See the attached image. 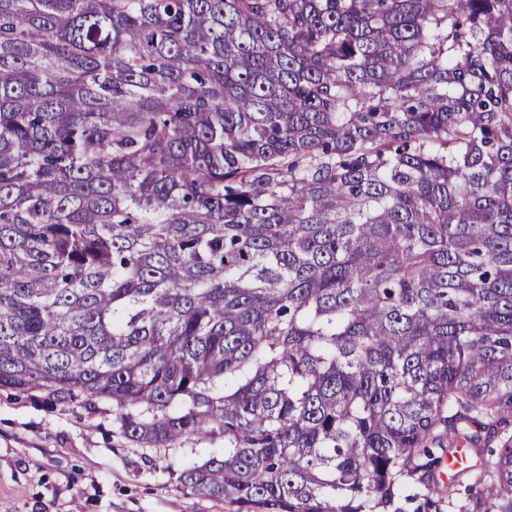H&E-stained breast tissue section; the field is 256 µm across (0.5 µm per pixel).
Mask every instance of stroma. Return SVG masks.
Masks as SVG:
<instances>
[{
	"instance_id": "obj_1",
	"label": "stroma",
	"mask_w": 512,
	"mask_h": 512,
	"mask_svg": "<svg viewBox=\"0 0 512 512\" xmlns=\"http://www.w3.org/2000/svg\"><path fill=\"white\" fill-rule=\"evenodd\" d=\"M223 441L162 452L112 431V408L0 390V512H228L180 489L174 472Z\"/></svg>"
}]
</instances>
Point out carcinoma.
I'll return each mask as SVG.
<instances>
[{
	"instance_id": "carcinoma-1",
	"label": "carcinoma",
	"mask_w": 512,
	"mask_h": 512,
	"mask_svg": "<svg viewBox=\"0 0 512 512\" xmlns=\"http://www.w3.org/2000/svg\"><path fill=\"white\" fill-rule=\"evenodd\" d=\"M0 387L229 512H512V0H0Z\"/></svg>"
}]
</instances>
